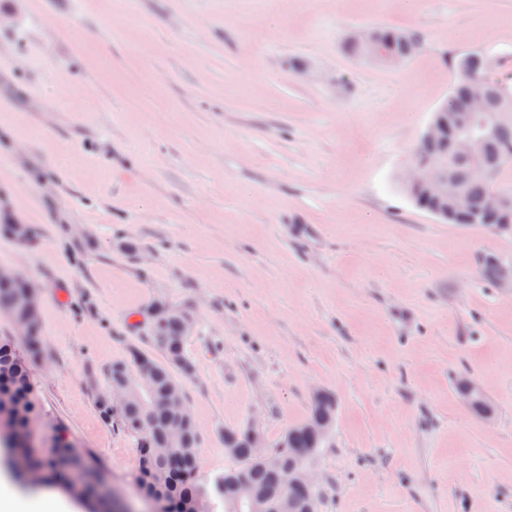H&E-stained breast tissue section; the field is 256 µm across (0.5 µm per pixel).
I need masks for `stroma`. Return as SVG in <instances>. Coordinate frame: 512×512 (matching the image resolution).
<instances>
[{"label": "stroma", "instance_id": "1", "mask_svg": "<svg viewBox=\"0 0 512 512\" xmlns=\"http://www.w3.org/2000/svg\"><path fill=\"white\" fill-rule=\"evenodd\" d=\"M375 26L422 51L351 59ZM470 52L512 89V0H0V268L38 288L44 409L122 500L143 506L141 435L100 402L114 362H164L166 302L193 324L177 380L200 478L232 466L225 429L275 449L322 391L318 512H512V288L476 273L512 235L400 188Z\"/></svg>", "mask_w": 512, "mask_h": 512}]
</instances>
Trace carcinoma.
<instances>
[{"mask_svg": "<svg viewBox=\"0 0 512 512\" xmlns=\"http://www.w3.org/2000/svg\"><path fill=\"white\" fill-rule=\"evenodd\" d=\"M422 48L417 33L384 26L347 41L352 57L379 64L411 59ZM456 66L460 79L430 122L441 136H421L411 163L438 167L460 201L450 198L445 205L416 184L403 182L401 186L418 208L452 224H507L512 234V187L493 188L496 176L512 160V91L486 76L490 59L483 53H469ZM480 90L485 95L484 108L474 112L471 100ZM475 133L483 135V154L467 157L458 144ZM494 191L508 197L509 204L492 213L486 199ZM9 301L15 302L13 318H38L37 310L25 303L24 279L0 283V303ZM186 322L187 317L175 308H156L149 338L165 354L167 364L136 351L131 361L114 363L110 371L111 389L123 395L119 425L145 433L134 473L141 495L154 502L156 512H252L250 495L238 490L246 485L268 495L274 512L281 510L285 500L293 505V512H317V492L293 480V472L310 462L322 445L304 423L289 428L271 456L256 454L250 447L249 431L224 430V447L232 449L236 465L210 482L196 479L199 434L191 414L176 411L169 402L172 394L183 398L171 368L185 375L192 372L185 352ZM143 365L151 371L147 381L133 377ZM308 418L333 425L335 399L326 393L312 400ZM32 443L44 448L42 454L31 451ZM0 457L6 466L12 458H19L39 477L38 489L59 488L87 506L88 512H112V501L98 495L99 485L109 481L106 469L41 407L28 361L9 341H0Z\"/></svg>", "mask_w": 512, "mask_h": 512, "instance_id": "obj_1", "label": "carcinoma"}]
</instances>
